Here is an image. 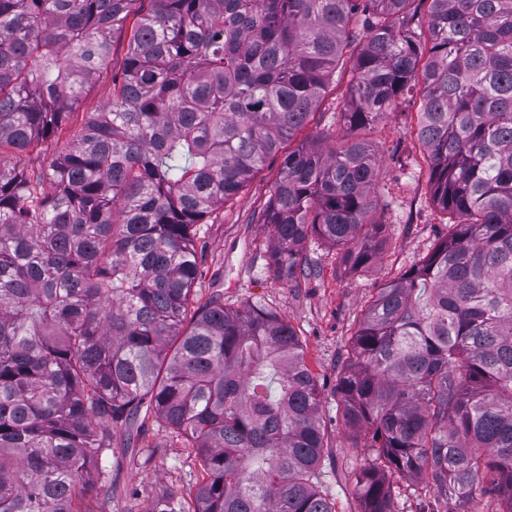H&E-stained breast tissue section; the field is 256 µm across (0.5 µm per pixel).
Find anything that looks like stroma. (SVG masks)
I'll list each match as a JSON object with an SVG mask.
<instances>
[{"instance_id":"stroma-1","label":"stroma","mask_w":512,"mask_h":512,"mask_svg":"<svg viewBox=\"0 0 512 512\" xmlns=\"http://www.w3.org/2000/svg\"><path fill=\"white\" fill-rule=\"evenodd\" d=\"M129 29L112 34V61L108 70L89 82L69 124L54 139L5 161L21 167L48 166L56 152L78 138L83 115L101 111L112 96V77L120 72L126 55ZM349 71H341L328 88L322 106L308 119L301 139H313L335 127V108L349 86ZM420 96H404L386 114L373 135L380 158V176L373 196L375 216L385 226L383 250L372 266L346 270L337 251L320 240L308 247L313 269L310 278L291 285L274 279L266 268V245L271 234L261 215L279 177L280 157L268 158L232 201L205 224L199 225L196 246L203 255L196 298L207 301L220 294L226 308L258 301L290 322L303 344L307 363L323 388L320 422L325 433L323 485L336 512H362L354 492L355 471L364 464L367 450L361 436L345 428L336 410L334 388L339 367L351 348V338L371 298L400 272L419 264L448 233V216L432 200L430 171L416 135ZM158 446L159 452L143 470L123 463L126 451ZM112 446L119 466L112 469L110 512H147L158 497L182 493L199 478L187 465L188 451L153 421L137 435L115 433ZM398 512H457L455 500L416 497L414 483L394 476Z\"/></svg>"}]
</instances>
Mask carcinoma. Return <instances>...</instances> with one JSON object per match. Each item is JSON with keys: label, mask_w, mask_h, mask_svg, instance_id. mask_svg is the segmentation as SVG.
Masks as SVG:
<instances>
[{"label": "carcinoma", "mask_w": 512, "mask_h": 512, "mask_svg": "<svg viewBox=\"0 0 512 512\" xmlns=\"http://www.w3.org/2000/svg\"><path fill=\"white\" fill-rule=\"evenodd\" d=\"M0 0V156L57 136L132 21L112 98L44 170L0 164V512H109L112 431L154 417L201 479L148 512H335L323 393L294 328L195 301L196 227L304 129L350 68L342 137L285 154L267 268L318 238L377 262L366 133L421 87L433 200L455 218L379 289L334 395L364 432L362 512L390 478L512 512V0Z\"/></svg>", "instance_id": "cac0c4a2"}]
</instances>
